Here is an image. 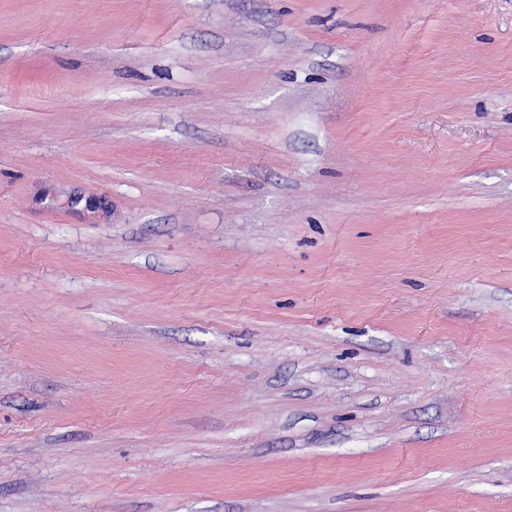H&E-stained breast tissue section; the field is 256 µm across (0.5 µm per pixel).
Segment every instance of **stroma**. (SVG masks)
<instances>
[{
  "instance_id": "1",
  "label": "stroma",
  "mask_w": 512,
  "mask_h": 512,
  "mask_svg": "<svg viewBox=\"0 0 512 512\" xmlns=\"http://www.w3.org/2000/svg\"><path fill=\"white\" fill-rule=\"evenodd\" d=\"M0 512H512V0H0Z\"/></svg>"
}]
</instances>
